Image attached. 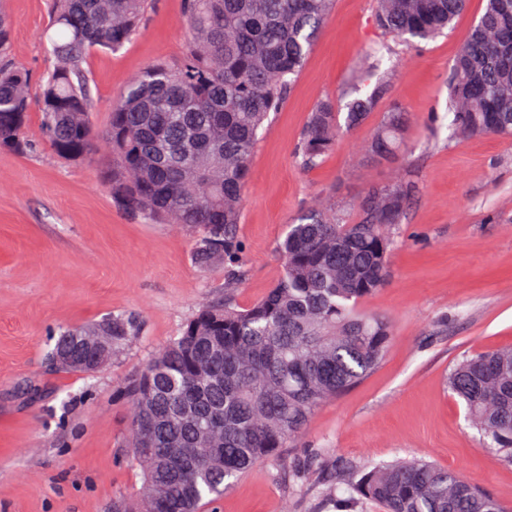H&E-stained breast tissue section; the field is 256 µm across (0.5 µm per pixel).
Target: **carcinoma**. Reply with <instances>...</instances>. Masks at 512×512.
Listing matches in <instances>:
<instances>
[{
    "label": "carcinoma",
    "instance_id": "cac0c4a2",
    "mask_svg": "<svg viewBox=\"0 0 512 512\" xmlns=\"http://www.w3.org/2000/svg\"><path fill=\"white\" fill-rule=\"evenodd\" d=\"M333 0H185L189 39L181 61L157 62L112 107V199L149 222L194 233L193 257L224 264V300L203 307L125 388L135 404L132 448L143 474L138 499L112 512H200L257 464L278 458L315 411L368 376L385 358L389 323L357 304L386 286L393 238L410 197L398 182L371 186L350 209L327 199L286 225L278 253L285 267L267 294L239 308L233 288L244 276L236 226L260 131L286 100ZM152 0H51L50 65L32 88L29 69L10 56L0 14V149L33 147L29 112L62 159L87 158L94 131L82 68L94 49L117 52L140 30ZM469 0H377L376 21L398 39L429 41L450 29ZM448 129L463 137L512 139V0H488L452 65ZM384 91L346 103L347 127L359 126ZM408 113H385L368 157L400 155ZM336 105L321 101L296 147L304 168L336 142ZM141 323L112 317V351ZM66 329L63 347L86 371L92 352ZM489 448L512 465V348L467 356L448 374ZM346 481L381 512H504L458 473L424 459L392 463Z\"/></svg>",
    "mask_w": 512,
    "mask_h": 512
}]
</instances>
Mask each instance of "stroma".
<instances>
[{
	"instance_id": "stroma-1",
	"label": "stroma",
	"mask_w": 512,
	"mask_h": 512,
	"mask_svg": "<svg viewBox=\"0 0 512 512\" xmlns=\"http://www.w3.org/2000/svg\"><path fill=\"white\" fill-rule=\"evenodd\" d=\"M487 0H470L451 31L419 44L375 22L376 0H334L287 98L255 148L237 226L246 273L238 306L263 297L283 274L277 246L313 198L350 207L369 187L408 183L412 203L396 225L386 287L359 310L388 320L383 362L315 412L281 457L241 476L205 512H346L345 490L309 489V461L368 471L423 458L455 471L512 512V465L486 447L447 377L465 356L512 347V142L453 138V61ZM16 61L40 76L49 0H0ZM188 39L184 0H155L122 50L91 51L83 65L93 101V155L58 157L48 144L0 150V512H112L135 496L140 471L128 446L131 404L120 390L179 336L202 305L223 298L224 268L198 266L194 235L127 215L112 201V157L103 137L113 104L155 62H179ZM381 60L370 65V54ZM388 87L358 127L339 134L314 168L295 148L324 98L344 106ZM411 117L396 161L365 158L385 112ZM134 313L141 332L92 374L57 368L59 332Z\"/></svg>"
}]
</instances>
